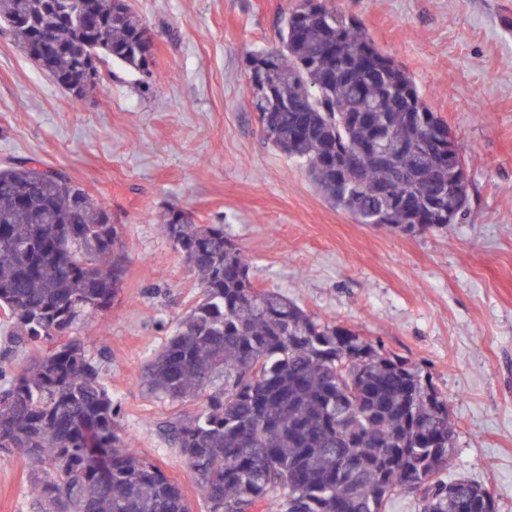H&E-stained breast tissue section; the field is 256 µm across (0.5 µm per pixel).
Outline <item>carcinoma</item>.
<instances>
[{"instance_id":"cac0c4a2","label":"carcinoma","mask_w":512,"mask_h":512,"mask_svg":"<svg viewBox=\"0 0 512 512\" xmlns=\"http://www.w3.org/2000/svg\"><path fill=\"white\" fill-rule=\"evenodd\" d=\"M46 0H0L21 20L13 41L42 52L54 32L51 75L79 103L97 83L84 61L151 74L150 29L130 0H81L65 24ZM252 106L267 142L307 165L320 193L360 224L423 235L448 229V168L413 149L434 119L405 69L361 22L328 0H296L275 44L251 54ZM378 159L360 171L353 148ZM84 189L39 162L0 169V449L34 469L36 512H192L182 490L135 448L116 421L104 359L86 353L78 326L112 308L126 273L124 225ZM164 233L186 254L197 298L147 365V391L180 407L162 431L194 474L205 512H384L428 482L420 512H497L493 493L445 479L453 452L448 401L421 371L359 333L262 288L251 259L222 224L169 212ZM43 344L45 354L17 363ZM197 403L192 410L185 405Z\"/></svg>"}]
</instances>
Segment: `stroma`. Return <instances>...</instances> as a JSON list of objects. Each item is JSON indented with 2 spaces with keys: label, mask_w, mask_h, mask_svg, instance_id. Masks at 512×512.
Returning <instances> with one entry per match:
<instances>
[{
  "label": "stroma",
  "mask_w": 512,
  "mask_h": 512,
  "mask_svg": "<svg viewBox=\"0 0 512 512\" xmlns=\"http://www.w3.org/2000/svg\"><path fill=\"white\" fill-rule=\"evenodd\" d=\"M294 2L132 0L153 39L151 77L102 65L105 91L77 107L0 29V166L39 160L124 224L123 287L78 335L105 359L119 425L193 512L202 495L159 429L175 408L141 386L198 293L161 231L172 208L223 225L261 287L428 374L455 425L451 475L512 512V0H330L403 65L469 165V213L416 236L357 223L264 139L250 54ZM28 485V469L0 451V512H32Z\"/></svg>",
  "instance_id": "obj_1"
}]
</instances>
